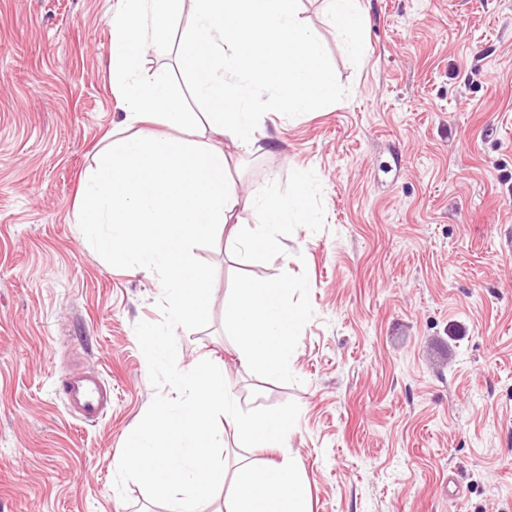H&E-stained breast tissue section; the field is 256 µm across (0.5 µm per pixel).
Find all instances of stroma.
<instances>
[{"mask_svg":"<svg viewBox=\"0 0 512 512\" xmlns=\"http://www.w3.org/2000/svg\"><path fill=\"white\" fill-rule=\"evenodd\" d=\"M359 51L324 0H301L346 99L266 114L258 147L220 144L240 194L310 176L315 224L261 257L218 233L209 322L177 361L223 362L245 409L300 407L284 447L311 512H512V0H360ZM119 0H0V512H167L114 487L155 395L134 326L156 323L157 276L109 265L76 222L81 184L128 126L112 85ZM284 283L302 315L287 374L242 364L227 314L241 281ZM112 388L96 422L61 382Z\"/></svg>","mask_w":512,"mask_h":512,"instance_id":"1","label":"stroma"}]
</instances>
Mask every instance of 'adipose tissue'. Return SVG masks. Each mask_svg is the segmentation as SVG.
Masks as SVG:
<instances>
[{"label": "adipose tissue", "mask_w": 512, "mask_h": 512, "mask_svg": "<svg viewBox=\"0 0 512 512\" xmlns=\"http://www.w3.org/2000/svg\"><path fill=\"white\" fill-rule=\"evenodd\" d=\"M308 176L298 172L295 189L288 197L277 199L266 189L250 192L252 207L263 220L253 231L252 244L265 255H279L286 245L278 227L282 224H313L315 212L305 204ZM285 290L277 284L244 282L237 288L228 322L241 340L240 359L261 361L267 372H287L294 354L293 338L300 315L283 303ZM234 505L228 512H310L308 495L294 460L257 464L240 458L231 476Z\"/></svg>", "instance_id": "obj_1"}]
</instances>
